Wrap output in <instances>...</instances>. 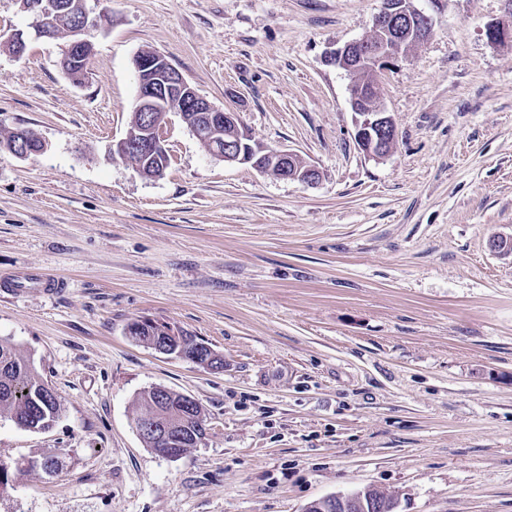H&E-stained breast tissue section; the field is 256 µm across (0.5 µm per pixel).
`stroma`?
I'll return each mask as SVG.
<instances>
[{
  "mask_svg": "<svg viewBox=\"0 0 512 512\" xmlns=\"http://www.w3.org/2000/svg\"><path fill=\"white\" fill-rule=\"evenodd\" d=\"M430 35L377 94L397 128L386 156L355 135L348 75L328 51L370 34L383 0H88V76L66 42L0 0V340L56 392L54 427L0 418L13 472L0 512H303L373 487L398 512H512V42L487 27L506 0H415ZM163 55L316 184L212 157L167 115L170 164L114 157L141 50ZM26 270L60 288L13 291ZM164 322L224 358L213 371L135 341ZM162 386L197 400L204 439L176 459L134 423ZM24 130L25 129H20L16 132L18 137L14 141L0 144V149H5L19 158H28L30 153L34 150L29 148V143L26 139ZM25 132L30 136L31 139L34 140L32 143H37V152L42 153L45 150V143L41 139L39 140L37 135L31 130H25Z\"/></svg>",
  "mask_w": 512,
  "mask_h": 512,
  "instance_id": "35a3bbf8",
  "label": "stroma"
}]
</instances>
